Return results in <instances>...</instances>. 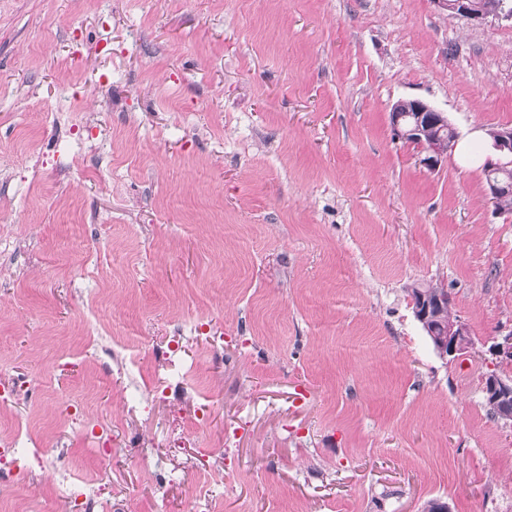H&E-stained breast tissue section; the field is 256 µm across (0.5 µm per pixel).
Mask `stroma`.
<instances>
[{
	"label": "stroma",
	"instance_id": "stroma-1",
	"mask_svg": "<svg viewBox=\"0 0 512 512\" xmlns=\"http://www.w3.org/2000/svg\"><path fill=\"white\" fill-rule=\"evenodd\" d=\"M413 98L469 146L434 172L390 128ZM510 126L512 23L433 0H0V484L25 512H512L483 393L512 378L483 167ZM429 281L473 341L451 361ZM412 288L420 289L426 295L436 294L438 290L443 294V288L430 284H418ZM437 293L435 295L434 304L431 306L429 300L426 301L425 295L420 296L417 300H412L414 306V314L416 319L425 326L433 337V347L435 351L443 359L448 360V357L456 358L469 348L470 340L467 338L468 329L464 322L460 319L453 320L456 318L452 316L451 312L444 313L443 317L448 321V331L441 324V330L434 324L436 318H438L443 311L446 295ZM426 302V303H425ZM431 308L435 310L434 314H431Z\"/></svg>",
	"mask_w": 512,
	"mask_h": 512
}]
</instances>
